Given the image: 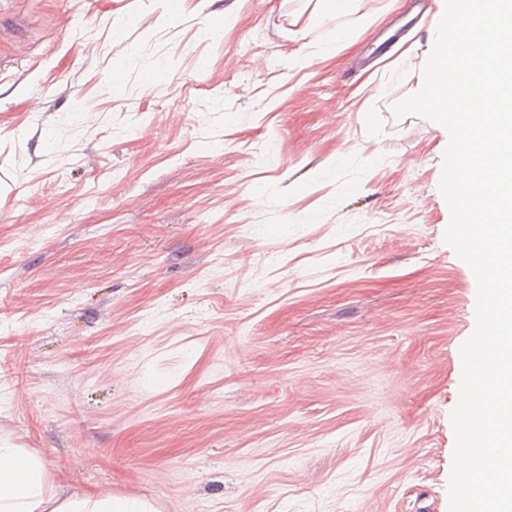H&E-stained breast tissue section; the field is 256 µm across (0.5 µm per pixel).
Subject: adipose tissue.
I'll return each mask as SVG.
<instances>
[{"label":"adipose tissue","mask_w":512,"mask_h":512,"mask_svg":"<svg viewBox=\"0 0 512 512\" xmlns=\"http://www.w3.org/2000/svg\"><path fill=\"white\" fill-rule=\"evenodd\" d=\"M0 512H155V508L143 500L111 495L57 501L37 457L0 446Z\"/></svg>","instance_id":"1"}]
</instances>
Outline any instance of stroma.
Masks as SVG:
<instances>
[{"label": "stroma", "instance_id": "35a3bbf8", "mask_svg": "<svg viewBox=\"0 0 512 512\" xmlns=\"http://www.w3.org/2000/svg\"><path fill=\"white\" fill-rule=\"evenodd\" d=\"M408 5L0 0V443L57 499L449 512L435 34L350 68Z\"/></svg>", "mask_w": 512, "mask_h": 512}]
</instances>
